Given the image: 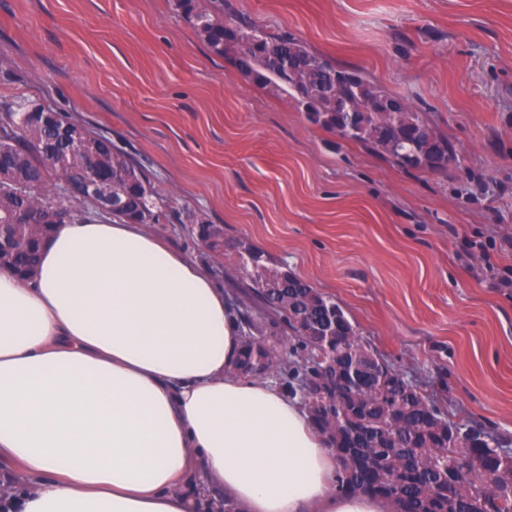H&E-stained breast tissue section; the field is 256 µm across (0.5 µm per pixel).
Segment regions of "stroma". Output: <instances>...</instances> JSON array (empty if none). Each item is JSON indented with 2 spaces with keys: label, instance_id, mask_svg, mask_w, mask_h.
<instances>
[{
  "label": "stroma",
  "instance_id": "stroma-1",
  "mask_svg": "<svg viewBox=\"0 0 512 512\" xmlns=\"http://www.w3.org/2000/svg\"><path fill=\"white\" fill-rule=\"evenodd\" d=\"M426 112L462 165L405 171L310 123L212 55L172 0H0V104L35 100L140 163L173 209L223 225L341 305L449 419L512 447V0H224ZM151 230L233 313L237 255Z\"/></svg>",
  "mask_w": 512,
  "mask_h": 512
}]
</instances>
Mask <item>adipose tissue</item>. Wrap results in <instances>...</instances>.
I'll return each instance as SVG.
<instances>
[{
    "label": "adipose tissue",
    "mask_w": 512,
    "mask_h": 512,
    "mask_svg": "<svg viewBox=\"0 0 512 512\" xmlns=\"http://www.w3.org/2000/svg\"><path fill=\"white\" fill-rule=\"evenodd\" d=\"M241 346L223 289L144 225H58L31 278L0 270L9 512H394L337 493L328 441Z\"/></svg>",
    "instance_id": "ef3b65f1"
}]
</instances>
